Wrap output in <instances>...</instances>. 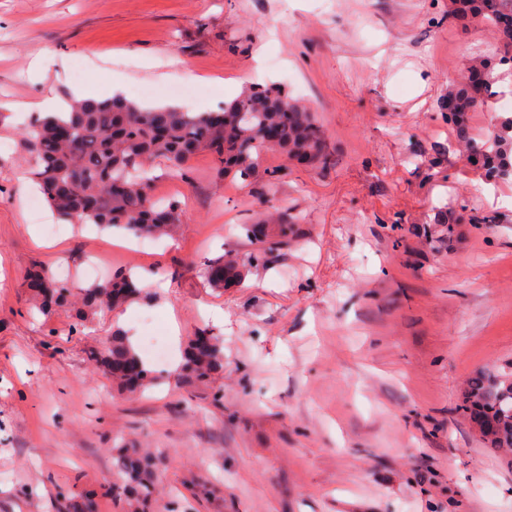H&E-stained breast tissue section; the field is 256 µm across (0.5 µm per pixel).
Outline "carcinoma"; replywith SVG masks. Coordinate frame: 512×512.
<instances>
[{
  "label": "carcinoma",
  "mask_w": 512,
  "mask_h": 512,
  "mask_svg": "<svg viewBox=\"0 0 512 512\" xmlns=\"http://www.w3.org/2000/svg\"><path fill=\"white\" fill-rule=\"evenodd\" d=\"M448 17L464 25L491 27L504 51L498 65L507 68L512 79V0H450ZM493 62L472 59L460 81L448 88L438 103L443 121L457 139L469 148L468 157L491 181L512 178V116L496 121L487 140L470 138V113L487 105L493 84L504 80L494 75ZM274 126L278 138L265 139L266 127ZM32 179L56 215L70 224H94L100 228L123 229L136 237L164 236L179 223L175 205H161L150 195L155 176L153 164L167 163L169 173L184 176L193 157L213 156L217 171L257 186L266 197L288 176L285 168H264L263 158L272 152L291 161L320 169L329 163L328 135L312 113L289 98L272 83L247 86L224 103L217 112H188L181 108L143 107L124 98L81 99L70 97L58 114L36 118L18 132ZM296 220L288 213L264 211L245 225L250 248L241 257L217 259L210 265V282L223 288L226 281L240 280V270L265 266L270 257L290 246L296 234ZM29 283L44 298L58 303L79 297L84 310L79 322L103 310L119 307L137 294L128 271L112 274L108 281L83 289L74 282L52 281L43 271L33 272ZM95 364L112 375L128 391L142 389L150 370L120 331L100 348L90 352ZM224 366L220 341L206 331L193 337L182 375L204 381ZM462 410L497 424V431L485 437L493 448L512 446V362L498 370H481L469 382ZM152 458L126 456L121 469L126 476L123 495L137 499L151 496L142 474Z\"/></svg>",
  "instance_id": "obj_1"
}]
</instances>
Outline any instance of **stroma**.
Listing matches in <instances>:
<instances>
[{
    "label": "stroma",
    "instance_id": "35a3bbf8",
    "mask_svg": "<svg viewBox=\"0 0 512 512\" xmlns=\"http://www.w3.org/2000/svg\"><path fill=\"white\" fill-rule=\"evenodd\" d=\"M449 0H0V512H126L118 448L163 449L148 512H512V467L461 410L470 377L512 361V179L462 161L437 110L494 34ZM46 59L39 75L29 64ZM178 65H169V58ZM273 82L329 133L331 165L275 190L299 221L288 250L229 288L207 268L241 252L263 204L196 155L157 165L171 236L128 237L26 205L17 136L43 100L118 83L142 105L216 111ZM492 216L437 223L439 212ZM57 233L45 237L42 223ZM99 257L147 298L72 333L70 307L30 315L28 275ZM151 318L171 361L129 393L89 362ZM224 346L205 382L178 373L200 330Z\"/></svg>",
    "mask_w": 512,
    "mask_h": 512
}]
</instances>
